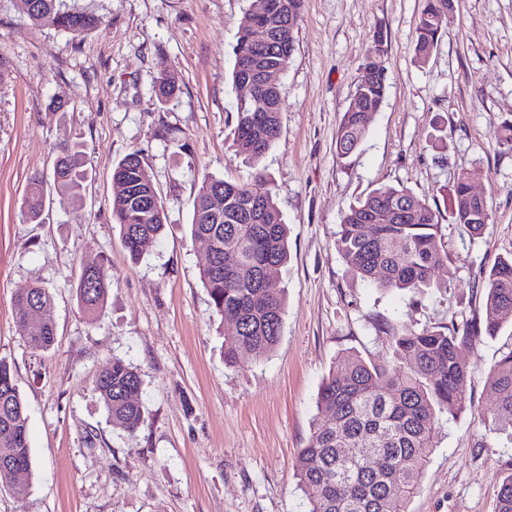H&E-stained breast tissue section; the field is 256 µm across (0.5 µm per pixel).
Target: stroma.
Listing matches in <instances>:
<instances>
[{"label":"stroma","mask_w":512,"mask_h":512,"mask_svg":"<svg viewBox=\"0 0 512 512\" xmlns=\"http://www.w3.org/2000/svg\"><path fill=\"white\" fill-rule=\"evenodd\" d=\"M103 18L79 37L38 26L0 0V359L29 416V489L0 492V512H307L297 455L316 396L346 352L381 360L385 324L421 330L482 311L484 281L512 255V0H453L426 64L414 59L425 0H304L283 89L281 130L260 166L236 155L231 72L237 26L252 0H76ZM388 92L368 134L336 155L342 115L369 56ZM176 95L159 100L160 69ZM442 134L445 150L429 146ZM86 146L80 205H51L45 223L20 213L30 175L50 171L63 137ZM139 152L166 214L163 235L132 261L112 221V164ZM289 227L287 292L273 354L224 360L221 323L200 281L205 247L191 235L203 175L247 183L257 169ZM490 206L481 236L454 224L446 195L462 174ZM403 185L440 210L447 287L383 290L355 277L336 247L350 205ZM102 259L112 289L96 318L73 284ZM40 282L56 334L30 349L16 327L18 288ZM512 350V325L461 349L466 408L442 416L409 512H494L512 474V439L488 427L490 367ZM122 358L140 375L144 423L112 427L95 390Z\"/></svg>","instance_id":"obj_1"}]
</instances>
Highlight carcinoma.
<instances>
[{
  "label": "carcinoma",
  "instance_id": "carcinoma-1",
  "mask_svg": "<svg viewBox=\"0 0 512 512\" xmlns=\"http://www.w3.org/2000/svg\"><path fill=\"white\" fill-rule=\"evenodd\" d=\"M15 0L16 8L35 24L50 26L74 36L100 27L103 18L68 0ZM304 0H270L272 8L259 15L248 9L240 20L232 47V83L237 91L233 147L236 154L257 165L280 134L281 87L263 85L247 93L240 88L243 65L266 64L288 69L295 50L294 31ZM448 0H426L415 29V60L428 61L440 40V17ZM257 26L270 29L272 42L251 38ZM364 64V75L343 113L336 138L337 154L346 158L365 137L374 112L387 92L385 67ZM159 99L171 97L175 82L166 69L155 81ZM85 144L70 137L56 145L49 176L30 177L21 213L30 223L42 224L47 208V184L59 203L82 199L85 182ZM138 152L126 154L112 165V218L131 260L142 256V244L162 236L166 216ZM475 170L453 186L450 210L455 223L478 235L482 225L467 219L472 206L469 180ZM191 233L205 239L209 255L200 272L215 312L221 320L238 326L225 338L224 358L237 362L247 352L255 360L269 357L283 331L285 291L272 271L288 264V225L283 222L269 181L258 173L249 183H235L203 175L192 202ZM399 217L395 224H374L382 213ZM338 250L361 279L387 290L420 291L445 288L434 280L435 270L450 264L438 210L404 186H381L351 205L344 214L337 239ZM83 313L94 318L112 289V274L104 260H83L75 284ZM483 315L456 324L420 331L387 330L390 358L365 359L357 353L340 356L322 383L316 406L321 419L314 421L310 437L296 464L308 512H408L417 493L432 448L433 430L441 414L462 411L469 372L458 350L474 344L479 335H496L512 321V257L494 263L483 285ZM40 311L37 325L26 323V303ZM54 301L40 283L16 289L14 312L19 335L29 347L44 351L54 342ZM489 384L496 394L490 413L495 431L512 432V350L491 367ZM139 373L114 358L97 375L95 390L112 426L130 434L144 422L139 400ZM345 448H371L368 455H343ZM31 468L28 416L24 398L10 365L0 359V490L26 492L12 483L15 465ZM495 512H512V476L497 492Z\"/></svg>",
  "mask_w": 512,
  "mask_h": 512
}]
</instances>
